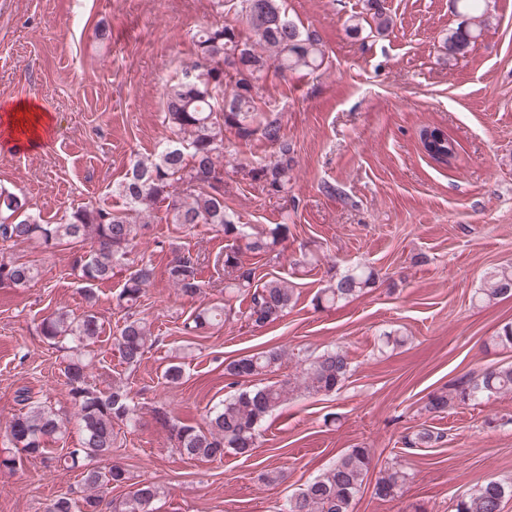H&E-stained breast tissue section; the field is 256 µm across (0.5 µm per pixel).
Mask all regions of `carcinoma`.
<instances>
[{
  "label": "carcinoma",
  "mask_w": 512,
  "mask_h": 512,
  "mask_svg": "<svg viewBox=\"0 0 512 512\" xmlns=\"http://www.w3.org/2000/svg\"><path fill=\"white\" fill-rule=\"evenodd\" d=\"M361 20L347 26L349 35L362 33V24L376 32L389 29L391 17L384 0H363ZM467 16L464 24L448 33L442 41L444 59L466 57L489 24L483 0H458ZM224 6L241 16L242 26L214 22L193 35L195 60L181 75L166 84L163 122L172 133L153 158L137 160L126 177L112 192L122 198L124 208L114 210L88 203L77 207L62 224H43L29 212L26 196L0 189V285L24 288L39 271L32 265L6 256V251L22 243L46 248L62 244L87 245L75 253L74 269L85 284V299H95L94 286L112 280L114 270L128 267L129 277L118 295L119 306L132 309L143 296L155 273L151 260L132 256L137 223H148L154 206L166 204V220L188 230L210 224L224 233L227 244L215 256L228 279L224 289L250 295L248 319L256 327L278 320L294 304V289L272 278L255 285L256 268L247 257L258 256L288 239V225L278 224L269 231H246L235 213L224 204V132L230 130L241 140L261 139L273 149L274 159L245 165L242 170L252 181L262 185L270 196L288 193L294 149L278 114L262 106L258 81L273 68L281 76L314 72L321 68L325 52L319 36L300 29L288 19L282 0H224ZM427 155L447 164L457 155V145L441 129L432 128V139L422 140ZM168 279L179 293L194 298L203 292L198 261L180 253L167 266ZM374 271L355 266L322 289L317 301L331 306L347 302L370 287ZM487 287L479 300L490 303L512 296V265L498 266L486 273ZM229 308L217 301L205 305L189 317L184 330L202 333L224 321ZM101 324L92 311L77 315L58 308L38 324L41 336L54 345L72 352L63 374L74 412L69 414L33 399L28 390L18 392L21 405L6 427L11 447L31 459H49L67 470L78 471L83 496L73 499L60 494L50 500L46 512H152L159 495L153 483L129 484L128 471L120 464L101 466L99 461L111 455L118 433L115 427L136 426L138 403L123 387L110 391L92 386L82 359V350L97 339ZM155 342L151 324L134 314L124 317L113 347L123 363L137 366ZM286 352L274 348L230 361L224 368L228 386L265 376L282 364ZM299 384L310 393H329L349 377L348 352L338 346L309 358L299 357ZM294 391L289 381L263 386L238 388L206 416L203 426L172 421L167 413L159 418L180 454L193 460H215L224 450L250 457L258 448L262 424L287 401ZM512 392V366L486 370L448 389L428 397L425 410L443 413L453 405L487 400ZM75 424L80 438L75 447L62 454L53 445L65 437ZM445 434L423 427L404 436L408 448H430L444 441ZM371 464L370 450L351 448L323 474L306 483L301 491L286 500L280 512H351L352 502L361 488ZM400 468H389L378 478L375 495L394 497L406 480ZM130 486L126 496L108 500L112 489ZM512 498V483L490 479L469 497L460 500L456 512H502L505 499Z\"/></svg>",
  "instance_id": "obj_1"
}]
</instances>
